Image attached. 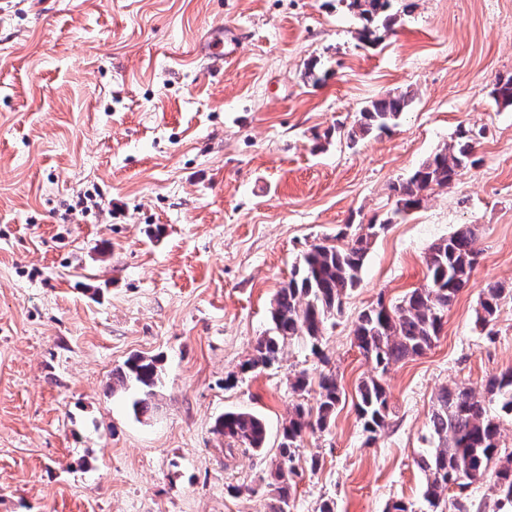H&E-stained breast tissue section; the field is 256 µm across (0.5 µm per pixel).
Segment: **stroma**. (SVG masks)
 I'll return each instance as SVG.
<instances>
[{
  "mask_svg": "<svg viewBox=\"0 0 512 512\" xmlns=\"http://www.w3.org/2000/svg\"><path fill=\"white\" fill-rule=\"evenodd\" d=\"M391 12L366 41L345 0H0V512H268L288 412L317 405L318 386L292 387L303 372L345 395L296 450L288 512H431L416 461L437 393L512 369V107L491 96L512 74V0ZM214 29L234 47L211 69L196 48ZM401 93L395 126L349 143L362 108ZM462 126L475 165L397 213L394 185ZM348 224L385 230L318 346L247 368L277 290ZM462 224L470 282L432 349L385 374L391 415L367 441L354 325L421 287ZM134 354L160 368L139 419L112 391ZM227 411L264 419V452L225 456ZM502 293L503 288L497 285H490L485 289L483 297L479 302L480 310L477 311L476 317V324L481 327L482 330L490 327L495 321L498 311V302Z\"/></svg>",
  "mask_w": 512,
  "mask_h": 512,
  "instance_id": "35a3bbf8",
  "label": "stroma"
}]
</instances>
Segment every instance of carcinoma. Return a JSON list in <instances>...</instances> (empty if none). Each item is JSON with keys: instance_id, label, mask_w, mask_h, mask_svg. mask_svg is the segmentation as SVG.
<instances>
[{"instance_id": "obj_1", "label": "carcinoma", "mask_w": 512, "mask_h": 512, "mask_svg": "<svg viewBox=\"0 0 512 512\" xmlns=\"http://www.w3.org/2000/svg\"><path fill=\"white\" fill-rule=\"evenodd\" d=\"M368 26L363 36L372 34L369 25L377 19L388 22L391 0H347ZM495 102L512 106V75L498 78L492 90ZM408 105L405 95L371 102L360 112L357 128L347 132L351 143L373 131H387L396 124ZM476 134L461 127L454 140L445 144L424 161L408 181L394 187L398 210L419 205L422 194L450 184L458 170L475 165L473 159ZM351 225L339 230L334 244H314L295 267L288 283L277 292L271 309V332L261 337L255 356L247 361L251 368L275 364L281 342L295 336H306L317 347L329 316L341 313L343 299L358 286L360 273L370 240L385 229L383 224H369L364 233L349 232ZM477 233L472 224H463L447 238L433 244L426 257L427 283L415 288L396 304H377L363 311L353 329V339L360 353L378 374L396 363L430 350L438 341L445 312L457 295L467 287L477 264ZM503 289L488 286L480 299L476 324L486 329L495 321ZM159 383L157 360L140 355L129 357L116 369L114 385L134 388L131 407L134 415L143 416L151 409V399ZM319 403L313 414L301 404L292 408L288 425L283 427L279 456L288 474L277 470L272 487L275 503L271 512H288V500L294 484L292 475L295 448L304 435L316 428L329 426L342 402L344 392L333 374H325L319 382ZM358 417L367 433V442L376 440L390 417V404L385 387L371 377L357 385ZM497 413L490 411V404ZM512 419V369L489 377L485 394L466 386L444 388L437 395L429 417L427 441L433 444L420 455L417 465L425 474L423 498L439 507L450 487L461 483L469 486L484 479L491 465H496L493 484L497 501L512 509V453L501 457L500 433L503 420ZM217 428L228 439L225 453H260L266 448L264 421L247 411H229L217 421Z\"/></svg>"}]
</instances>
